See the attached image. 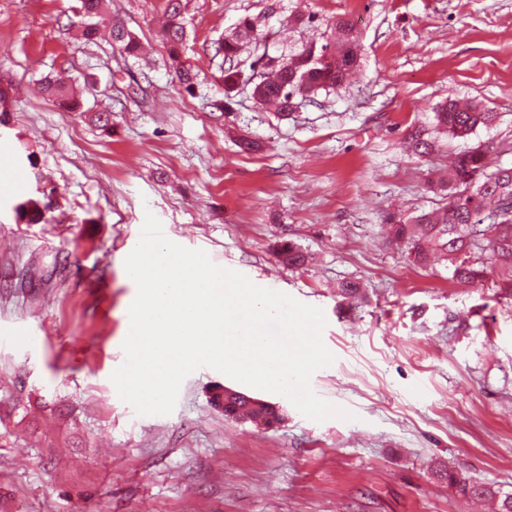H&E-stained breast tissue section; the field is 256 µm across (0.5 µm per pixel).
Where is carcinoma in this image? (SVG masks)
Masks as SVG:
<instances>
[{
    "mask_svg": "<svg viewBox=\"0 0 512 512\" xmlns=\"http://www.w3.org/2000/svg\"><path fill=\"white\" fill-rule=\"evenodd\" d=\"M82 21V36L92 43L100 30L108 31L112 50L127 60L141 59L142 45L138 38L122 22L113 18L107 0H79L71 8ZM167 23L159 37L169 46L171 66L178 81L190 88L194 85L193 67L181 60L180 49L185 39L181 0H166ZM257 37L250 17L239 19L233 34L215 42V55L223 56L229 67L222 78L225 91L235 88L238 70L233 62L243 45ZM331 51V59L325 63L317 60L311 49L304 48L288 61L272 67L270 75L256 83L254 92L263 105L273 106L284 118L291 111L289 92L298 90L306 95L319 89L336 88L347 80L357 67L358 44L352 24L347 20L336 22V42L323 45ZM43 91L49 98L75 102L72 86L48 78ZM498 113L492 112L473 101L450 99L434 115L437 130L455 138H467L480 126L496 122ZM413 152L422 155L429 151L431 143L417 129L407 137ZM493 147L477 145L458 154L448 171L437 179L440 187L448 189V203L436 212L424 213L412 218L394 217L387 221L391 242L408 247L416 263L427 262L431 253L448 254L453 266V278L463 283H473L482 271L469 262L474 247L489 253L503 273L502 283L512 290V167L489 169L487 158ZM19 219L28 224L45 220L47 206L38 199L29 198L17 204ZM279 262L287 266H301L305 256L286 243L276 252ZM224 415L246 420L254 425L277 418L271 407L251 405L245 399H225ZM448 481V488L458 495L469 498H494L498 494L493 487L470 483L448 469L441 474Z\"/></svg>",
    "mask_w": 512,
    "mask_h": 512,
    "instance_id": "obj_1",
    "label": "carcinoma"
}]
</instances>
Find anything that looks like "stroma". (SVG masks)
<instances>
[{
  "label": "stroma",
  "mask_w": 512,
  "mask_h": 512,
  "mask_svg": "<svg viewBox=\"0 0 512 512\" xmlns=\"http://www.w3.org/2000/svg\"><path fill=\"white\" fill-rule=\"evenodd\" d=\"M164 3L109 0L148 49L137 63L76 39L56 0H0V181L25 180L0 193V512H496L436 471L512 495V294L487 252L472 251L483 277L460 284L444 254L419 265L389 243L383 219L445 205L432 182L452 154L491 144V167L512 166V0H186L189 89L158 36ZM247 15L259 41L228 94L213 44ZM340 18L358 37L350 83L295 96L285 119L253 99L258 58L334 42ZM57 74L78 109L40 94ZM450 97L497 122L409 150ZM41 189L47 220L24 223L14 206ZM149 212L171 241L323 310L335 361L311 387L354 420H311L209 367L170 414L119 398L137 292L124 257ZM283 241L307 263L280 265ZM226 387L281 422L225 417Z\"/></svg>",
  "instance_id": "35a3bbf8"
}]
</instances>
